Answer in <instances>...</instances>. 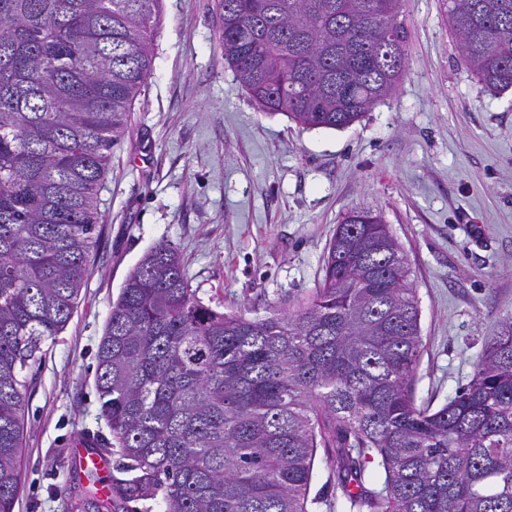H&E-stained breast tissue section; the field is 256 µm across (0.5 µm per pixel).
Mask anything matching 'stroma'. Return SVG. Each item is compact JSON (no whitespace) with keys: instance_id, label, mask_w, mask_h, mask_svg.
Listing matches in <instances>:
<instances>
[{"instance_id":"1","label":"stroma","mask_w":512,"mask_h":512,"mask_svg":"<svg viewBox=\"0 0 512 512\" xmlns=\"http://www.w3.org/2000/svg\"><path fill=\"white\" fill-rule=\"evenodd\" d=\"M217 4L162 0L153 68L99 191L89 278L29 373L15 512H69L73 487L122 478L114 450L94 483L67 460L80 437L111 439L97 347L123 280L156 245L178 249L203 304L262 317L314 288L346 213L380 212L419 298L417 397L436 407L512 319V92L483 91L442 0H401L409 67L391 97L340 130L261 111L224 59Z\"/></svg>"}]
</instances>
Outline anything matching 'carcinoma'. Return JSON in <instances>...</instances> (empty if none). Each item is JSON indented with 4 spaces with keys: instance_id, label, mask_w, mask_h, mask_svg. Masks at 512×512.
<instances>
[{
    "instance_id": "carcinoma-1",
    "label": "carcinoma",
    "mask_w": 512,
    "mask_h": 512,
    "mask_svg": "<svg viewBox=\"0 0 512 512\" xmlns=\"http://www.w3.org/2000/svg\"><path fill=\"white\" fill-rule=\"evenodd\" d=\"M161 0H0V512H14L26 370L89 276L98 192L152 70ZM484 89L512 90V0H444ZM224 58L269 114L341 129L408 67L400 0H219ZM316 288L265 317L204 305L178 250L128 272L95 384L128 477L72 512H512V320L469 382L417 403L416 290L381 214L348 212ZM333 500L310 497L318 452Z\"/></svg>"
}]
</instances>
